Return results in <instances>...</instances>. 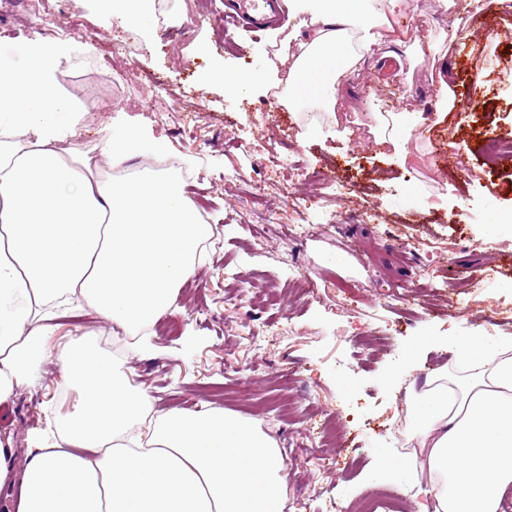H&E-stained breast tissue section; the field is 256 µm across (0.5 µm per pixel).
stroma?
<instances>
[{"instance_id":"35a3bbf8","label":"stroma","mask_w":512,"mask_h":512,"mask_svg":"<svg viewBox=\"0 0 512 512\" xmlns=\"http://www.w3.org/2000/svg\"><path fill=\"white\" fill-rule=\"evenodd\" d=\"M187 2L173 0L184 28L166 31L152 18L151 41L136 33L120 45L114 21L94 0H49L94 34L77 39V52L59 64V87L88 111V87L110 100L82 122L75 146L90 151L104 179L113 168L106 128H148L168 154L194 159L183 190L208 211L202 262L179 289L175 311L154 323L152 350L126 349L125 372L155 409L211 402L257 424L284 458L282 512H348L370 492L366 475L381 455L399 453L393 429L413 380L454 370L441 337L512 334V235L484 232L495 212L512 211V168H488L470 133L476 121L487 135L512 139V9L489 39L480 29L486 0H398L391 20H411L413 29L389 28L342 75L336 107L351 115L347 126L332 116L306 120L299 107L269 111L267 87L239 96L206 85L213 58L237 71L266 69L276 48L270 30L223 29L224 0H195L212 15L203 22L189 16ZM43 24L21 0H0V60L15 59ZM119 73L127 81L117 86ZM490 87L494 98L477 110H439L445 89ZM165 111L180 115L183 130L162 119ZM399 112L433 114L441 164L453 180L448 203L471 200L462 223L406 196L408 185L420 194L431 185L387 141ZM258 159L267 163L270 208L281 214L288 192L313 191L291 179V167L353 183L345 195L327 194L313 215L323 233L303 242L300 257L286 243V225L254 211L249 183L224 182L225 171L251 174ZM335 279L352 281L354 292L332 288ZM84 333L113 336L86 306L56 319L50 345L62 351ZM78 400L54 361L0 403V439L13 455L0 512H18L27 458L47 416H65Z\"/></svg>"}]
</instances>
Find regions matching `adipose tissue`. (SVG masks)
Returning a JSON list of instances; mask_svg holds the SVG:
<instances>
[{"mask_svg": "<svg viewBox=\"0 0 512 512\" xmlns=\"http://www.w3.org/2000/svg\"><path fill=\"white\" fill-rule=\"evenodd\" d=\"M301 30L282 60L299 94L330 106L342 73L379 38L375 0H293ZM72 40H27L0 70V403L58 359L81 400L51 422L54 441L31 450L19 512H281L284 460L254 423L220 407L158 411L89 337L54 353L58 314L75 303L137 334L169 312L207 237L174 173L115 181L95 176L85 153L64 156L77 101L60 92L54 67ZM115 163L163 159L142 128L109 126ZM455 360L462 378L430 374L414 404L421 466L433 486L421 512H499L512 488V335L468 336Z\"/></svg>", "mask_w": 512, "mask_h": 512, "instance_id": "obj_1", "label": "adipose tissue"}]
</instances>
